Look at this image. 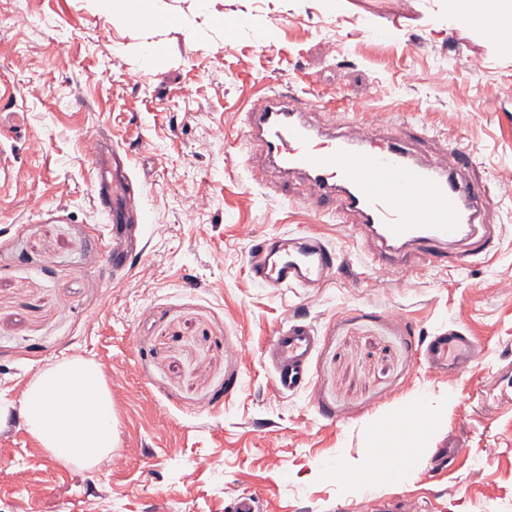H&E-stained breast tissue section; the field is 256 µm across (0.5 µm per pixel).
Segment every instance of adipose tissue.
<instances>
[{"label":"adipose tissue","instance_id":"obj_1","mask_svg":"<svg viewBox=\"0 0 512 512\" xmlns=\"http://www.w3.org/2000/svg\"><path fill=\"white\" fill-rule=\"evenodd\" d=\"M19 415L60 462L95 466L115 450L112 392L93 362L73 358L34 376Z\"/></svg>","mask_w":512,"mask_h":512}]
</instances>
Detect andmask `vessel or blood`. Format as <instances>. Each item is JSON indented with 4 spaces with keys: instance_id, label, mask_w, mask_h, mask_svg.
<instances>
[{
    "instance_id": "obj_1",
    "label": "vessel or blood",
    "mask_w": 512,
    "mask_h": 512,
    "mask_svg": "<svg viewBox=\"0 0 512 512\" xmlns=\"http://www.w3.org/2000/svg\"><path fill=\"white\" fill-rule=\"evenodd\" d=\"M315 107L310 99L270 93L260 108L248 112L241 141L247 154L260 155L282 177L298 174L311 182L310 207L335 203L337 223L348 225L353 238L369 248L376 273H401L400 257L409 251L432 255L452 269L489 256L495 234L485 216L502 183L463 176L467 163L454 146L448 149L451 162H421L412 146L425 137L426 125L405 123L386 137V124L378 114L349 112L338 131L325 133L307 119ZM90 159L93 193L109 215L113 235H120L124 216L140 210L141 195L130 188L120 156L101 140H94ZM336 260L321 235L307 230L281 241L251 237L247 253L254 281L277 288L324 284L334 274ZM270 345L277 389L309 386L306 364L316 345L310 326L288 323L275 332ZM475 351L468 337L444 329L430 337L423 359L452 372ZM424 408L416 399L400 413L381 463L411 468L408 423Z\"/></svg>"
}]
</instances>
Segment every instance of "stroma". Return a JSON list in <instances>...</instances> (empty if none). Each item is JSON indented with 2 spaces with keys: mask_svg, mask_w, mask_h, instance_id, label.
Listing matches in <instances>:
<instances>
[{
  "mask_svg": "<svg viewBox=\"0 0 512 512\" xmlns=\"http://www.w3.org/2000/svg\"><path fill=\"white\" fill-rule=\"evenodd\" d=\"M129 26L98 0H0V512H371L357 486L370 422L426 402L404 477L373 493L402 512H512V197L488 221L497 253L456 271L415 255L378 287L368 258L306 187L255 178L240 140L272 89L418 119L472 154L471 177L512 179V54L454 0H155ZM274 35L263 43L262 32ZM138 72L132 84L127 73ZM102 135L143 186L140 264L114 276L112 226L85 137ZM315 228L339 256L324 286L267 288L253 235ZM299 317L316 333L310 388L277 390L268 348ZM477 356L455 378L421 361L441 328ZM97 364L112 390L120 467L56 461L17 414L31 379ZM468 453L435 468L440 449ZM339 460L336 480L327 464Z\"/></svg>",
  "mask_w": 512,
  "mask_h": 512,
  "instance_id": "stroma-1",
  "label": "stroma"
}]
</instances>
